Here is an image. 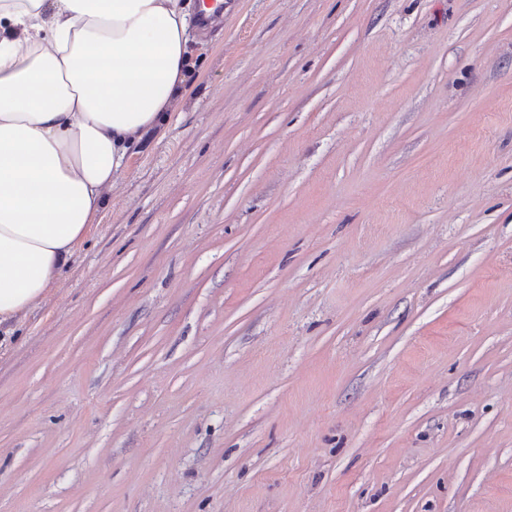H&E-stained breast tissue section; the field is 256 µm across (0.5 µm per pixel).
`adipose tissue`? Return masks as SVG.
<instances>
[{
  "label": "adipose tissue",
  "mask_w": 512,
  "mask_h": 512,
  "mask_svg": "<svg viewBox=\"0 0 512 512\" xmlns=\"http://www.w3.org/2000/svg\"><path fill=\"white\" fill-rule=\"evenodd\" d=\"M188 0H0V331L39 306L185 92Z\"/></svg>",
  "instance_id": "ef3b65f1"
}]
</instances>
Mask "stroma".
Wrapping results in <instances>:
<instances>
[{"label": "stroma", "mask_w": 512, "mask_h": 512, "mask_svg": "<svg viewBox=\"0 0 512 512\" xmlns=\"http://www.w3.org/2000/svg\"><path fill=\"white\" fill-rule=\"evenodd\" d=\"M0 347V512H512V0H224Z\"/></svg>", "instance_id": "stroma-1"}]
</instances>
